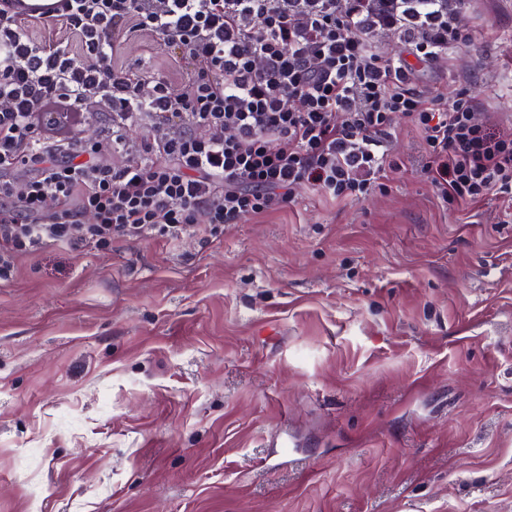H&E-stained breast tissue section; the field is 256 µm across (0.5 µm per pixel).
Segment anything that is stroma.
Masks as SVG:
<instances>
[{
  "label": "stroma",
  "instance_id": "stroma-1",
  "mask_svg": "<svg viewBox=\"0 0 512 512\" xmlns=\"http://www.w3.org/2000/svg\"><path fill=\"white\" fill-rule=\"evenodd\" d=\"M467 84L512 127V0ZM387 193L195 238L64 245L0 281V512H512V203Z\"/></svg>",
  "mask_w": 512,
  "mask_h": 512
}]
</instances>
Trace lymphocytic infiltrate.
<instances>
[{
  "mask_svg": "<svg viewBox=\"0 0 512 512\" xmlns=\"http://www.w3.org/2000/svg\"><path fill=\"white\" fill-rule=\"evenodd\" d=\"M391 1L55 0L42 19L0 0V276L19 252L261 219L304 188L361 201L402 119L440 202L512 195V129L416 79L472 42L465 0ZM133 40L163 67L129 69Z\"/></svg>",
  "mask_w": 512,
  "mask_h": 512,
  "instance_id": "f902f5d3",
  "label": "lymphocytic infiltrate"
}]
</instances>
